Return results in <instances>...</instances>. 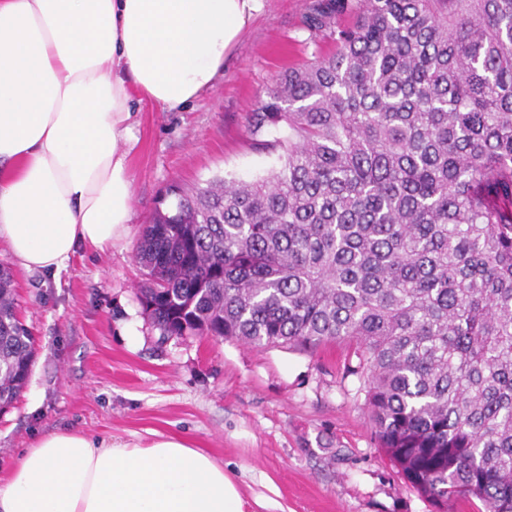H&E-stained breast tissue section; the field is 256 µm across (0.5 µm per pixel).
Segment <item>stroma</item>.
Instances as JSON below:
<instances>
[{"instance_id":"1","label":"stroma","mask_w":512,"mask_h":512,"mask_svg":"<svg viewBox=\"0 0 512 512\" xmlns=\"http://www.w3.org/2000/svg\"><path fill=\"white\" fill-rule=\"evenodd\" d=\"M313 0H263L214 87L178 110L143 107L129 156L135 198L127 235L103 252L78 250L57 275L0 265L17 286L36 340L25 389L0 412V476L21 450L57 430L130 444L178 436L234 473L246 512H436L378 448L365 409L360 354L350 343L312 352L254 348L212 336L162 338L143 312L135 258L169 186L252 180L280 164L254 144L248 118L276 77L328 55Z\"/></svg>"}]
</instances>
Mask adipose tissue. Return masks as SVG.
Segmentation results:
<instances>
[{"label": "adipose tissue", "mask_w": 512, "mask_h": 512, "mask_svg": "<svg viewBox=\"0 0 512 512\" xmlns=\"http://www.w3.org/2000/svg\"><path fill=\"white\" fill-rule=\"evenodd\" d=\"M261 0H0V243L58 274L121 238L142 105L213 88ZM0 512H246L233 474L176 436L50 432L0 478Z\"/></svg>", "instance_id": "obj_1"}]
</instances>
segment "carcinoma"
Segmentation results:
<instances>
[{
	"mask_svg": "<svg viewBox=\"0 0 512 512\" xmlns=\"http://www.w3.org/2000/svg\"><path fill=\"white\" fill-rule=\"evenodd\" d=\"M318 0L335 50L248 121L279 168L175 197L145 226L160 334L362 349L378 447L438 512H512V0ZM34 337L0 267V411Z\"/></svg>",
	"mask_w": 512,
	"mask_h": 512,
	"instance_id": "1",
	"label": "carcinoma"
}]
</instances>
